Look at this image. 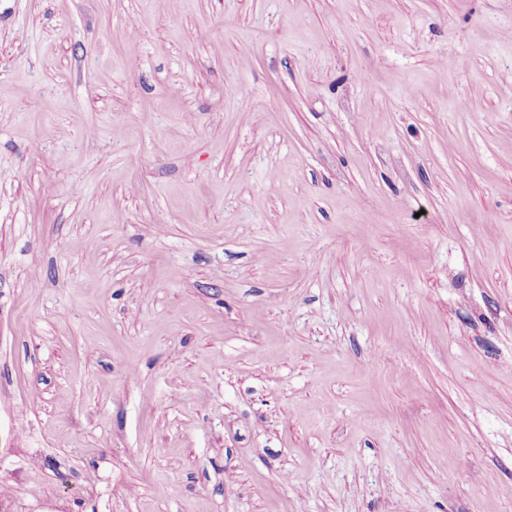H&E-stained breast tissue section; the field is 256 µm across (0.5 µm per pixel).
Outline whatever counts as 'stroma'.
I'll return each mask as SVG.
<instances>
[{
    "mask_svg": "<svg viewBox=\"0 0 512 512\" xmlns=\"http://www.w3.org/2000/svg\"><path fill=\"white\" fill-rule=\"evenodd\" d=\"M0 512H512V0H0Z\"/></svg>",
    "mask_w": 512,
    "mask_h": 512,
    "instance_id": "stroma-1",
    "label": "stroma"
}]
</instances>
